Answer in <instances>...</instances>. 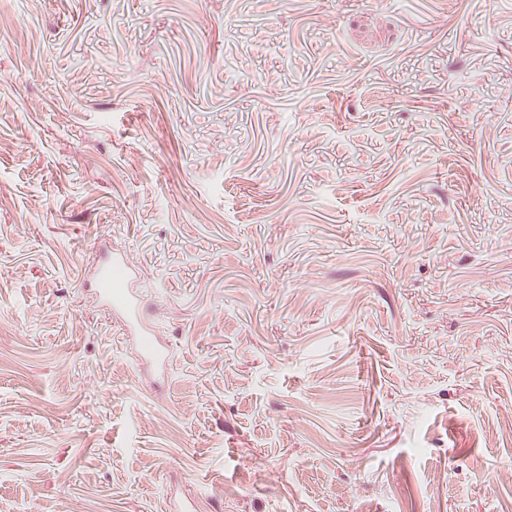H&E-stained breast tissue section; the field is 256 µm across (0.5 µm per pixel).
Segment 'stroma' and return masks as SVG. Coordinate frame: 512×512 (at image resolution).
Instances as JSON below:
<instances>
[{"mask_svg":"<svg viewBox=\"0 0 512 512\" xmlns=\"http://www.w3.org/2000/svg\"><path fill=\"white\" fill-rule=\"evenodd\" d=\"M183 489L512 512V0H0V512ZM121 272L123 281L116 292H111L105 287L104 281L108 274ZM139 275V268L124 252H104L102 261L97 269L96 277L91 283L92 290L98 296L99 301L122 316L129 339L136 347L150 335L140 307V299L134 284ZM140 365L150 369L159 379L165 381L170 370V354L166 345L150 341L149 346L140 354Z\"/></svg>","mask_w":512,"mask_h":512,"instance_id":"obj_1","label":"stroma"}]
</instances>
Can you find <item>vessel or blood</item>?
<instances>
[{
  "instance_id": "1",
  "label": "vessel or blood",
  "mask_w": 512,
  "mask_h": 512,
  "mask_svg": "<svg viewBox=\"0 0 512 512\" xmlns=\"http://www.w3.org/2000/svg\"><path fill=\"white\" fill-rule=\"evenodd\" d=\"M139 268L126 253L104 252L92 283L99 301L122 316L132 344H144L140 364L161 380L167 379L170 370V354L166 345L148 342L150 328L140 307V299L134 284Z\"/></svg>"
}]
</instances>
